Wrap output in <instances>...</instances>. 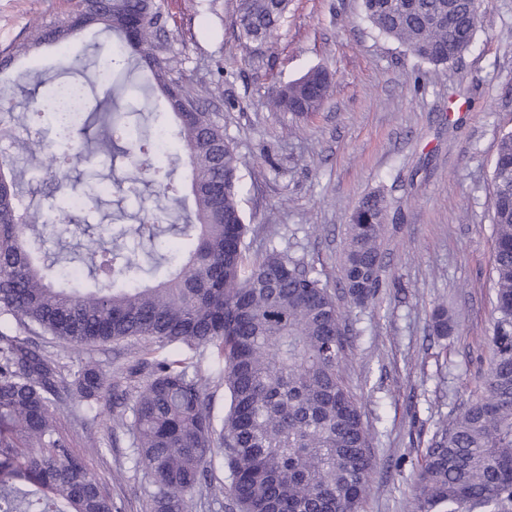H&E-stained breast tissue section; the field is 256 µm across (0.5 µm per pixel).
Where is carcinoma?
<instances>
[{
  "label": "carcinoma",
  "mask_w": 512,
  "mask_h": 512,
  "mask_svg": "<svg viewBox=\"0 0 512 512\" xmlns=\"http://www.w3.org/2000/svg\"><path fill=\"white\" fill-rule=\"evenodd\" d=\"M381 34L432 66L446 67L471 44L480 22L471 0H362ZM289 0H239L241 37L265 41ZM456 21L448 33V14ZM164 0H80L55 20L33 19L23 39L0 50L8 64L46 44L70 50L82 32L117 36L88 66L106 88L101 112L81 126L105 133L80 153L47 152L28 131L40 105L16 113L0 102V134L18 126L15 151L55 176L85 156L120 153L130 161L115 187L141 197L161 193L137 225L112 240L86 239L82 267L92 288L54 284L70 261L45 248L63 225L47 229L26 200L10 156L0 158V512H114L104 482L91 472L74 422L124 408L116 421L132 434L131 460L143 471L145 512H192L216 471L231 478L240 512H360L374 460L361 407L342 376L341 314L311 267L270 247L252 260L239 207L244 165L224 135L223 116L207 102L220 82L196 84L174 66ZM320 68L282 84L278 112L308 118L327 95ZM160 91L166 110L149 108ZM189 171L192 207L184 206L177 167ZM497 313L483 388L449 425L436 428L417 460L412 512H512V132L498 145L493 170ZM383 196L370 194L348 225L343 282L356 303L374 298L382 272ZM444 338L453 330L443 306L432 312ZM42 333L72 349L134 342L141 357L107 377L89 363L72 372L26 337ZM230 395L214 414L211 384ZM112 404H107V396Z\"/></svg>",
  "instance_id": "carcinoma-1"
}]
</instances>
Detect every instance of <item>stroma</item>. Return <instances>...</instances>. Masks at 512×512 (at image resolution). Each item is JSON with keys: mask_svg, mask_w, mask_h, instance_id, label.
I'll return each mask as SVG.
<instances>
[{"mask_svg": "<svg viewBox=\"0 0 512 512\" xmlns=\"http://www.w3.org/2000/svg\"><path fill=\"white\" fill-rule=\"evenodd\" d=\"M238 3L166 0L184 32L172 43L177 67L195 82L211 68L224 72L217 106L244 161L239 205L249 255L276 245L335 294L343 377L362 404L374 456L361 512H410L419 449L471 400L491 359L492 174L499 141L512 132V0H486L471 45L442 69L379 34L361 0H290L263 44L240 37ZM68 8L67 0H0V49L33 15L50 20ZM59 58L46 45L0 71V100L25 110L38 77L54 74ZM316 66L331 77L321 111L300 120L271 111L278 86ZM22 168L30 198L42 205L40 223L72 225L70 246L82 244L83 228L127 224L139 211L136 199L115 192L98 209L60 215L47 201L64 191L40 166ZM373 192L389 211L381 288L358 304L341 282V262L349 216ZM439 305L456 322L445 339L432 328ZM45 348L70 370L90 361L106 374L139 352ZM70 428L118 512H142L146 479L133 469L128 430L91 415Z\"/></svg>", "mask_w": 512, "mask_h": 512, "instance_id": "35a3bbf8", "label": "stroma"}]
</instances>
